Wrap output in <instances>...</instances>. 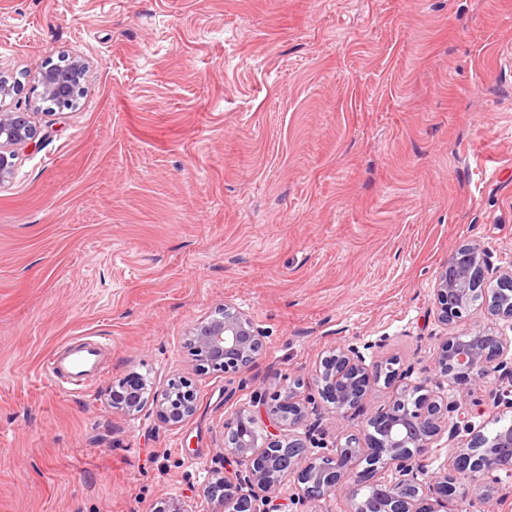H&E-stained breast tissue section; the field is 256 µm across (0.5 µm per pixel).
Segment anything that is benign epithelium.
<instances>
[{
	"mask_svg": "<svg viewBox=\"0 0 512 512\" xmlns=\"http://www.w3.org/2000/svg\"><path fill=\"white\" fill-rule=\"evenodd\" d=\"M86 71L82 59L49 65L38 78L41 100L52 110L70 109L83 89ZM36 137L28 113H0V185L13 173V147ZM434 307L445 326L472 312L512 322V269L494 270L479 245H462L438 277ZM190 344L200 367L235 374L257 360L263 336L244 312L226 304L191 327ZM511 349L512 343L496 328L479 324L443 339L435 358L437 375L463 393L486 380L495 361L503 377H512L506 358ZM399 378L394 361L368 365L357 347L338 346L321 360L314 386L333 404V413L343 418L371 402L376 384L392 385ZM118 391L125 397L119 408L128 415L147 403L148 388L139 377L119 382L113 389ZM152 402L169 426L184 423L198 406L195 390L186 381L154 392ZM253 404L258 411L249 410L225 426L228 467L206 489L211 512H282L278 493L287 478L294 481L297 500L318 499L316 490L323 497L341 492L350 502V512H455V501L469 493L472 476H482L478 497L488 499L497 473L512 466L511 425L498 427L490 436L474 430L465 399L450 402L428 389L425 381L404 386L392 402L371 413L363 438L348 436L345 444L327 453L312 451V410L294 388L271 398L259 393ZM260 421L266 428L261 445ZM461 426L470 431L466 446L449 450L448 467L425 472L422 461L432 443ZM301 428L306 429L303 435L297 433ZM386 467L395 471L389 481L380 477Z\"/></svg>",
	"mask_w": 512,
	"mask_h": 512,
	"instance_id": "7a95c632",
	"label": "benign epithelium"
}]
</instances>
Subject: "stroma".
<instances>
[{"mask_svg":"<svg viewBox=\"0 0 512 512\" xmlns=\"http://www.w3.org/2000/svg\"><path fill=\"white\" fill-rule=\"evenodd\" d=\"M73 58L83 94L51 111L37 77ZM0 77L38 133L0 185V512H210L256 393L303 380L319 443L362 435L321 360L433 380L451 253L512 268V0H0ZM226 303L261 354L198 370L188 332ZM81 337L109 367L66 397L41 365ZM132 372L190 382L196 414L114 409ZM507 386H473L474 429L512 419Z\"/></svg>","mask_w":512,"mask_h":512,"instance_id":"stroma-1","label":"stroma"}]
</instances>
